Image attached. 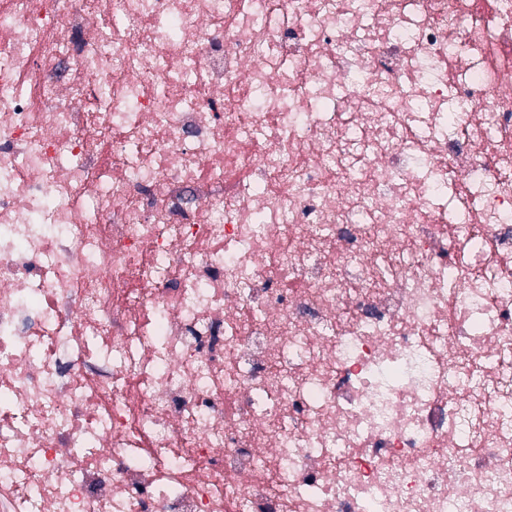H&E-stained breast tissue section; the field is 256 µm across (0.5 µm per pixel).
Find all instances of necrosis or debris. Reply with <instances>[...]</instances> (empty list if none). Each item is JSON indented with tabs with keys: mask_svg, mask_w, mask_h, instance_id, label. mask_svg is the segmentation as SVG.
Listing matches in <instances>:
<instances>
[{
	"mask_svg": "<svg viewBox=\"0 0 512 512\" xmlns=\"http://www.w3.org/2000/svg\"><path fill=\"white\" fill-rule=\"evenodd\" d=\"M0 512H512V0H0Z\"/></svg>",
	"mask_w": 512,
	"mask_h": 512,
	"instance_id": "necrosis-or-debris-1",
	"label": "necrosis or debris"
}]
</instances>
